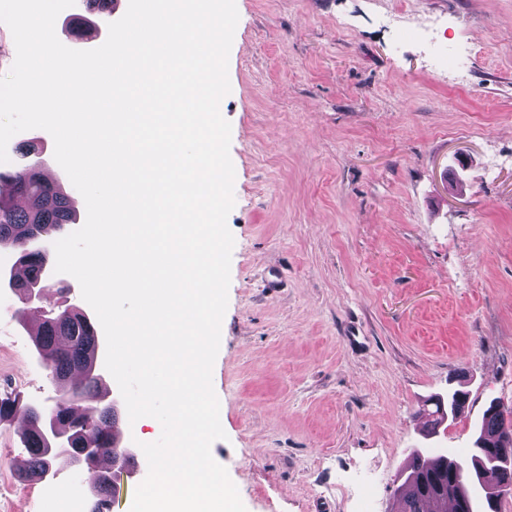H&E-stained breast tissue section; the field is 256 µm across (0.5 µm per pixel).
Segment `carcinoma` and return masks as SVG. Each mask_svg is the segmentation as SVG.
Segmentation results:
<instances>
[{
  "instance_id": "1",
  "label": "carcinoma",
  "mask_w": 512,
  "mask_h": 512,
  "mask_svg": "<svg viewBox=\"0 0 512 512\" xmlns=\"http://www.w3.org/2000/svg\"><path fill=\"white\" fill-rule=\"evenodd\" d=\"M1 180L11 182L16 194L33 202L31 208L19 209L0 199V247L18 252L19 265L26 270V276L16 283L23 288L41 281L49 260L48 254L28 243L73 223L71 196L61 186L45 181L36 163L0 172ZM32 341L57 381L67 383L75 369L85 373L79 384L68 386L65 401L56 410L54 425L70 439V447L65 449L70 458L78 456L82 448H100L102 453L112 455L116 469L99 474L91 507V512H103V505L115 491L128 457H119L118 411L103 407L91 413L92 406L103 403L108 395L101 377L95 374L97 330L83 312L66 308L57 316L45 319L32 334ZM466 400L467 394L460 390L448 392L446 398L431 399L429 404L434 409L427 411L431 429L442 426L450 416L456 417ZM20 413L28 426L19 433L26 458L17 471L20 479L36 481L49 463L57 464L63 458L44 439L41 432L44 420L37 408L22 410L17 400L0 398V422ZM477 433L474 447L459 457L442 455L428 462L421 452H413L398 488L400 512H448L450 501L454 503V512H474L471 496L476 484L484 492L488 512H499L502 489H512V413L506 414L496 403H491Z\"/></svg>"
}]
</instances>
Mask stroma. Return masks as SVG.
<instances>
[{
  "mask_svg": "<svg viewBox=\"0 0 512 512\" xmlns=\"http://www.w3.org/2000/svg\"><path fill=\"white\" fill-rule=\"evenodd\" d=\"M85 0L55 23L101 46ZM228 57L235 205L228 306L212 381L225 438L211 454L247 512H397L414 450L463 453L491 401L512 409V0H236ZM83 197L42 129L7 153ZM71 307L0 286V397L57 395L30 339ZM462 385L464 412L423 434L424 400ZM21 419L0 423V512H87L98 476L23 482Z\"/></svg>",
  "mask_w": 512,
  "mask_h": 512,
  "instance_id": "1",
  "label": "stroma"
}]
</instances>
